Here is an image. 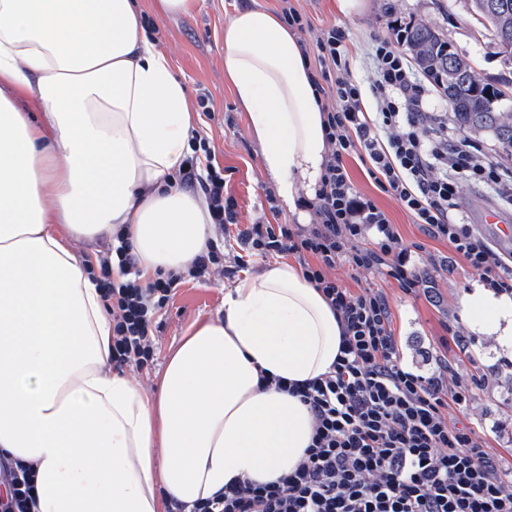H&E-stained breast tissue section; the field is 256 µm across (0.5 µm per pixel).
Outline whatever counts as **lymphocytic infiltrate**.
<instances>
[{
  "label": "lymphocytic infiltrate",
  "mask_w": 512,
  "mask_h": 512,
  "mask_svg": "<svg viewBox=\"0 0 512 512\" xmlns=\"http://www.w3.org/2000/svg\"><path fill=\"white\" fill-rule=\"evenodd\" d=\"M280 16L311 36L313 85L322 99L327 156L310 224H278L277 206L238 228L224 170L202 164L210 149L193 139L179 171L199 182L214 228L207 248L185 271L145 281L123 231L98 258L106 309L112 315L113 369H143L153 360L156 314L188 281L232 275L255 258L290 257L336 314L342 336L330 370L301 382L261 376L263 388L296 397L312 418L311 443L293 470L269 483L234 480L223 492L172 512H512V471L471 424L449 419L464 410L471 387L463 374L424 377L406 369L380 289L353 293L333 271H386L408 294L427 284L412 251L376 203L361 193L345 166L359 155L368 174L393 195L432 238L447 240L495 294L512 296V261L458 218L461 182L493 190L512 204V171L502 169L467 137L449 132L448 115L431 111L429 85L400 51L403 27L372 41L375 77L362 86L349 75L348 35L333 26L314 31L291 0ZM236 249L226 254L230 227ZM121 280H114L113 271ZM5 512H28L35 494L25 468L0 460Z\"/></svg>",
  "instance_id": "obj_1"
}]
</instances>
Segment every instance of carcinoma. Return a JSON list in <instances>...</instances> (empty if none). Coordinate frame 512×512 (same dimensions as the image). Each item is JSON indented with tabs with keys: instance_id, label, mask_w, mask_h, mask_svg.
I'll use <instances>...</instances> for the list:
<instances>
[{
	"instance_id": "1",
	"label": "carcinoma",
	"mask_w": 512,
	"mask_h": 512,
	"mask_svg": "<svg viewBox=\"0 0 512 512\" xmlns=\"http://www.w3.org/2000/svg\"><path fill=\"white\" fill-rule=\"evenodd\" d=\"M471 9L492 7L496 23L492 25L495 44L500 52L512 56V0H470ZM405 44L421 71L433 78L451 76L454 112L453 122L473 133L494 137L512 147V112L498 105L499 92L477 83L467 58L448 41V35L436 26H408Z\"/></svg>"
}]
</instances>
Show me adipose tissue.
Here are the masks:
<instances>
[{
	"label": "adipose tissue",
	"mask_w": 512,
	"mask_h": 512,
	"mask_svg": "<svg viewBox=\"0 0 512 512\" xmlns=\"http://www.w3.org/2000/svg\"><path fill=\"white\" fill-rule=\"evenodd\" d=\"M224 75L296 211L326 155L297 36L272 11L237 10ZM15 88L41 115L16 105ZM192 129L133 0H0V456L30 467L33 512H167L233 479L275 481L311 441L307 407L259 386L263 373L313 379L338 353L336 316L299 266L238 280L223 317L173 351L157 393L112 371L103 292L66 237L128 232L146 279L189 266L211 222L176 185ZM463 310L512 339V297L476 292Z\"/></svg>",
	"instance_id": "1"
}]
</instances>
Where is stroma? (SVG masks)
Listing matches in <instances>:
<instances>
[{
    "label": "stroma",
    "instance_id": "obj_1",
    "mask_svg": "<svg viewBox=\"0 0 512 512\" xmlns=\"http://www.w3.org/2000/svg\"><path fill=\"white\" fill-rule=\"evenodd\" d=\"M313 29L344 27L350 38L352 76L362 84L373 79L369 59L371 40L390 34L394 18L410 24L440 27L450 36L456 51L473 63L479 79L492 90L512 85V58L500 54L489 30L477 23L468 0H368L362 17L343 15L337 0H292ZM140 19L155 49L167 56L173 72L185 88L194 116V136L206 139L211 157L227 171L224 190L236 204L240 225L250 224L267 206L261 147L252 136L248 114L236 101L224 77V26L239 8L248 6L274 11L277 0H198L188 15L169 12L165 0H137ZM209 100V112L198 106L199 97ZM233 113L234 130L224 127L225 113ZM345 164L357 188L371 197L411 247L415 264L433 273L429 293L405 294L397 282L383 271L355 272L348 267L335 271L338 281L351 291L373 286L385 294L392 313V327L403 364L429 376L442 372L446 363L457 364L463 374L478 375L465 411L478 435L491 452L512 467V368L485 375L487 367L512 357V347L496 337L477 333L463 313V299L480 280L448 241L427 236L399 202L379 190L368 178L365 163L358 157ZM489 190L463 186L460 210L468 222L488 242H496L494 229L482 221L486 206L496 204ZM236 277L216 275L210 281H189L177 288L168 305L158 315L154 360L137 371L124 368L123 374L135 386L154 393L166 364L178 344L198 326L223 316L224 294ZM458 328L473 342L470 354H463L448 330Z\"/></svg>",
    "mask_w": 512,
    "mask_h": 512
}]
</instances>
